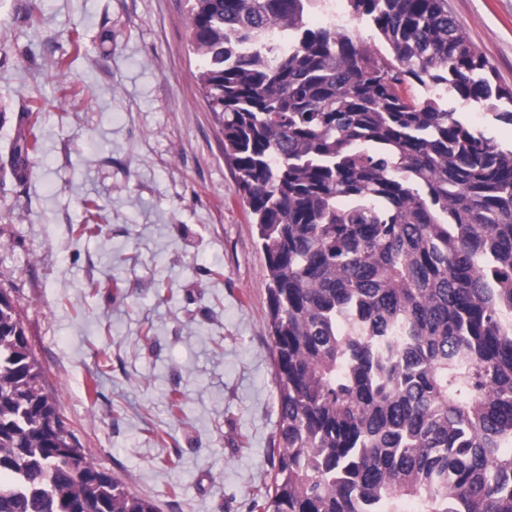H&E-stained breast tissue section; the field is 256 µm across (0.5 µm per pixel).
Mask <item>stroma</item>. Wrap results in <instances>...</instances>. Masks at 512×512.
Here are the masks:
<instances>
[{
  "instance_id": "stroma-1",
  "label": "stroma",
  "mask_w": 512,
  "mask_h": 512,
  "mask_svg": "<svg viewBox=\"0 0 512 512\" xmlns=\"http://www.w3.org/2000/svg\"><path fill=\"white\" fill-rule=\"evenodd\" d=\"M448 11L512 86V0ZM200 66L187 0H0V289L98 469L158 512H258L279 424L266 259Z\"/></svg>"
}]
</instances>
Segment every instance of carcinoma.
<instances>
[{
  "mask_svg": "<svg viewBox=\"0 0 512 512\" xmlns=\"http://www.w3.org/2000/svg\"><path fill=\"white\" fill-rule=\"evenodd\" d=\"M198 80L267 264L280 422L263 512H512V150L435 94L512 88L448 0H189ZM38 150L17 143V164ZM0 290V512H158L100 470ZM342 3V13L347 20L344 25H347L348 28L354 31V33L363 41V43L368 45L376 44L381 50L384 52V48L382 44L379 42L378 35L376 30L366 21H359L357 19H353L347 10V2L341 0Z\"/></svg>",
  "mask_w": 512,
  "mask_h": 512,
  "instance_id": "cac0c4a2",
  "label": "carcinoma"
}]
</instances>
